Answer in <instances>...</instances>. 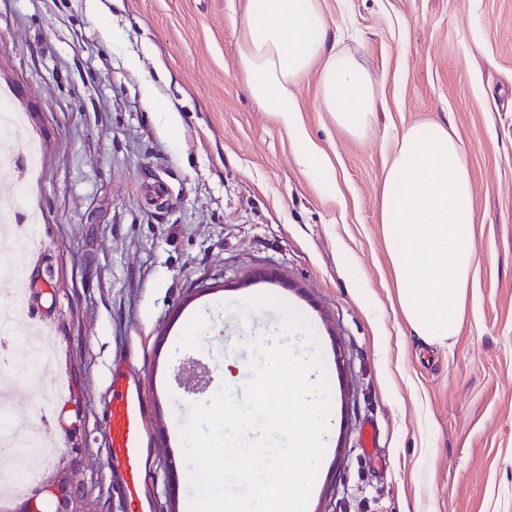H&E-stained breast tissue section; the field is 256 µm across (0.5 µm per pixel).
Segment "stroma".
<instances>
[{
    "mask_svg": "<svg viewBox=\"0 0 512 512\" xmlns=\"http://www.w3.org/2000/svg\"><path fill=\"white\" fill-rule=\"evenodd\" d=\"M0 0V91L41 147L40 169L0 182L40 223L27 262L32 319L49 330L56 375L20 377L7 417L60 445L42 483L122 512L101 426L116 351L150 404L157 512H189L179 425L249 362L245 337L271 335L270 295L301 313L320 348L333 428L307 512H512V0H325L381 88L365 137L298 94L324 183L288 132L246 92L245 0ZM123 39L105 43L100 25ZM178 117L164 127L141 86ZM419 122L451 126L470 166L481 253L460 328L417 336L396 305L380 222L389 151ZM164 183L162 206L146 197ZM273 281L257 280L261 270ZM198 323L204 337L190 335ZM206 367L195 392L183 362ZM376 430L365 451L361 433Z\"/></svg>",
    "mask_w": 512,
    "mask_h": 512,
    "instance_id": "obj_1",
    "label": "stroma"
}]
</instances>
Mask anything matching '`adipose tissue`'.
Masks as SVG:
<instances>
[{"instance_id":"obj_1","label":"adipose tissue","mask_w":512,"mask_h":512,"mask_svg":"<svg viewBox=\"0 0 512 512\" xmlns=\"http://www.w3.org/2000/svg\"><path fill=\"white\" fill-rule=\"evenodd\" d=\"M239 40L249 96L288 131L300 162L330 177L301 122L300 81L316 72L319 109L354 137L371 126L377 87L354 56L337 50L324 0H246ZM380 219L405 321L426 342L443 343L459 330L479 266L471 174L454 131L438 123L404 131Z\"/></svg>"}]
</instances>
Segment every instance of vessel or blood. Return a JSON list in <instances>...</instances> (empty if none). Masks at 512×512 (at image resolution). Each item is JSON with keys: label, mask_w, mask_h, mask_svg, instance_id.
<instances>
[{"label": "vessel or blood", "mask_w": 512, "mask_h": 512, "mask_svg": "<svg viewBox=\"0 0 512 512\" xmlns=\"http://www.w3.org/2000/svg\"><path fill=\"white\" fill-rule=\"evenodd\" d=\"M108 392L103 414L108 470L121 482L125 512H156L148 491L147 458L153 449L148 437L149 404L136 370L125 358L116 360Z\"/></svg>", "instance_id": "obj_1"}]
</instances>
